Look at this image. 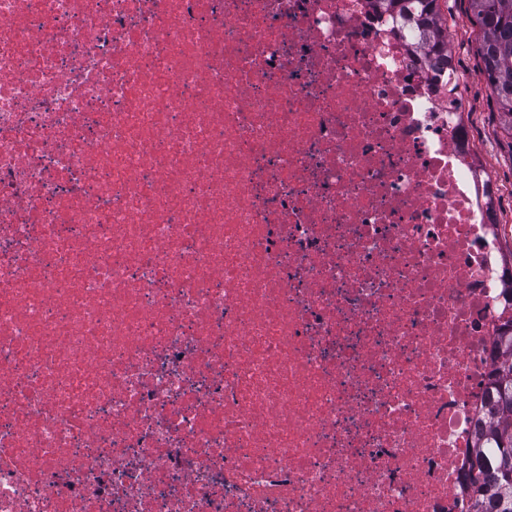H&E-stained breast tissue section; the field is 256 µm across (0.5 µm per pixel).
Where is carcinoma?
<instances>
[{"label":"carcinoma","instance_id":"cac0c4a2","mask_svg":"<svg viewBox=\"0 0 512 512\" xmlns=\"http://www.w3.org/2000/svg\"><path fill=\"white\" fill-rule=\"evenodd\" d=\"M396 12L421 40L416 51L452 59L448 22L439 0H368ZM479 28L477 75L490 88L500 119L512 135V0H469ZM495 359L482 416L469 455L467 512H512V318L493 337Z\"/></svg>","mask_w":512,"mask_h":512}]
</instances>
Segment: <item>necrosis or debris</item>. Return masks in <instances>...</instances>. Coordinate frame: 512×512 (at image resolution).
<instances>
[{
    "instance_id": "4bbe7bcc",
    "label": "necrosis or debris",
    "mask_w": 512,
    "mask_h": 512,
    "mask_svg": "<svg viewBox=\"0 0 512 512\" xmlns=\"http://www.w3.org/2000/svg\"><path fill=\"white\" fill-rule=\"evenodd\" d=\"M367 0H0V512H463L512 263Z\"/></svg>"
}]
</instances>
